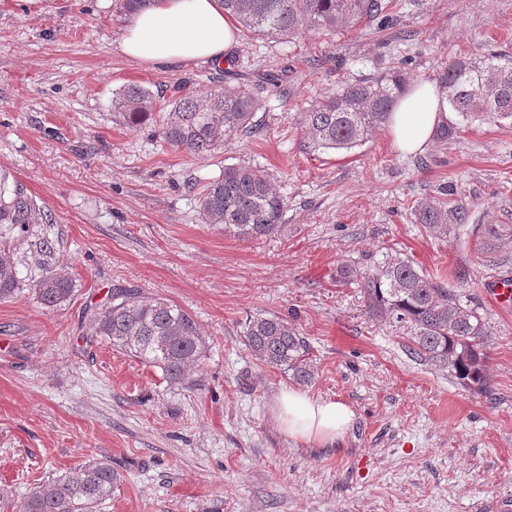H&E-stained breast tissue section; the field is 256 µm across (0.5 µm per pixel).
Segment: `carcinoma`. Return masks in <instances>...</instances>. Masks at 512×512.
<instances>
[{
    "mask_svg": "<svg viewBox=\"0 0 512 512\" xmlns=\"http://www.w3.org/2000/svg\"><path fill=\"white\" fill-rule=\"evenodd\" d=\"M224 15L254 36L292 39L306 30L337 32L386 18L387 0H221ZM449 110L464 121L512 125V56L488 51L459 59L438 76ZM405 91L402 74L358 80L326 96L305 115L307 137L315 149L350 151L389 123ZM114 110L137 127L156 114L152 92L128 84L112 98ZM255 101L242 89H214L198 96L178 84L167 108L158 115L163 142L202 156L224 140L253 129ZM201 220L219 224L238 239L274 234L282 227L288 200L260 167H228L205 185L199 198ZM417 222L433 238L448 237L465 215L426 198L415 206ZM20 183L0 174V300L13 299L28 287L12 261L7 243L30 224H51ZM482 234L483 261L498 265L497 241L512 237L511 224H487ZM338 281L361 288L368 313L406 330L408 350L420 360L448 370L461 385L484 391L492 331L466 292L416 268L389 259L367 271L344 268ZM38 301L56 307L73 295V281L62 264L48 268L33 285ZM95 335L144 364L159 369L172 385H196L193 370L206 356L208 341L198 322L180 306L160 298L146 300L131 288H114L94 317ZM245 345L263 364L285 369L307 382L314 367L309 346L288 320L257 315L243 330ZM123 482L107 459L66 470L35 487L15 512H99Z\"/></svg>",
    "mask_w": 512,
    "mask_h": 512,
    "instance_id": "1",
    "label": "carcinoma"
}]
</instances>
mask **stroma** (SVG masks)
I'll use <instances>...</instances> for the list:
<instances>
[{"mask_svg":"<svg viewBox=\"0 0 512 512\" xmlns=\"http://www.w3.org/2000/svg\"><path fill=\"white\" fill-rule=\"evenodd\" d=\"M393 19L285 41L238 34L234 64L148 67L123 55L119 0H0V171L50 224L11 254L29 285L0 301V490L21 500L93 458L123 482L102 512H500L512 502V309L489 281L512 278V241L486 266L478 224L512 225V126L463 122L405 154L380 128L351 151L310 144L305 114L336 88L401 69L435 81L452 60L512 55V0H394ZM249 89L255 132L200 157L155 125L128 126L112 96L179 81ZM237 165L265 169L288 199L281 232L239 240L202 223L199 193ZM465 213L447 239L416 221L422 198ZM49 236L44 259L33 242ZM412 260L474 297L493 331L485 393L409 354L402 329L371 317L340 267ZM74 294L50 309L31 290L46 263ZM179 305L209 349L195 387L101 342L93 314L114 288ZM277 315L307 341L303 387L347 404L334 448L288 439L271 408L290 374L244 345L247 319Z\"/></svg>","mask_w":512,"mask_h":512,"instance_id":"obj_1","label":"stroma"}]
</instances>
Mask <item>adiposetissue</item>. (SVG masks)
Listing matches in <instances>:
<instances>
[{"instance_id": "adipose-tissue-1", "label": "adipose tissue", "mask_w": 512, "mask_h": 512, "mask_svg": "<svg viewBox=\"0 0 512 512\" xmlns=\"http://www.w3.org/2000/svg\"><path fill=\"white\" fill-rule=\"evenodd\" d=\"M236 35L219 0H152L132 15L119 47L129 58L160 69L197 62L220 66ZM447 112L433 83L415 82L390 118L396 149L409 154L424 149ZM273 418L288 437L324 448L343 441L354 413L344 403L288 388L276 396Z\"/></svg>"}]
</instances>
